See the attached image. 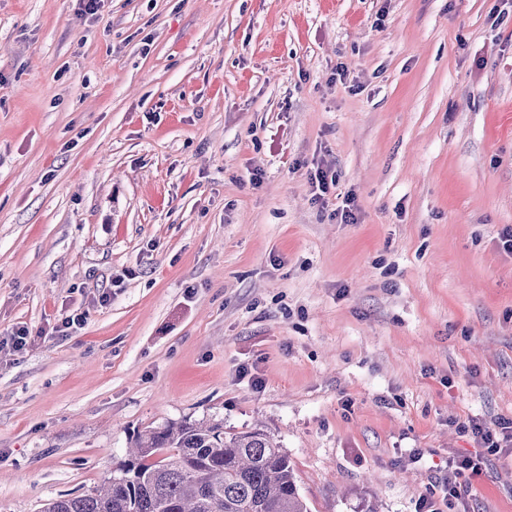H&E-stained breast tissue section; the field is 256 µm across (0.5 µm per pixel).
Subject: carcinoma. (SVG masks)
<instances>
[{"label": "carcinoma", "mask_w": 512, "mask_h": 512, "mask_svg": "<svg viewBox=\"0 0 512 512\" xmlns=\"http://www.w3.org/2000/svg\"><path fill=\"white\" fill-rule=\"evenodd\" d=\"M116 475L41 512H307L288 454L260 428L181 422L140 432Z\"/></svg>", "instance_id": "carcinoma-1"}]
</instances>
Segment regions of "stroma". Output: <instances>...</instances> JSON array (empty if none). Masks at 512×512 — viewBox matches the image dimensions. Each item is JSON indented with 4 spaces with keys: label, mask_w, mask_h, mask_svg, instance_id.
<instances>
[{
    "label": "stroma",
    "mask_w": 512,
    "mask_h": 512,
    "mask_svg": "<svg viewBox=\"0 0 512 512\" xmlns=\"http://www.w3.org/2000/svg\"><path fill=\"white\" fill-rule=\"evenodd\" d=\"M77 11L0 0V512L210 420L309 512H415L461 455L469 512H512L461 428L512 418V0Z\"/></svg>",
    "instance_id": "1"
}]
</instances>
